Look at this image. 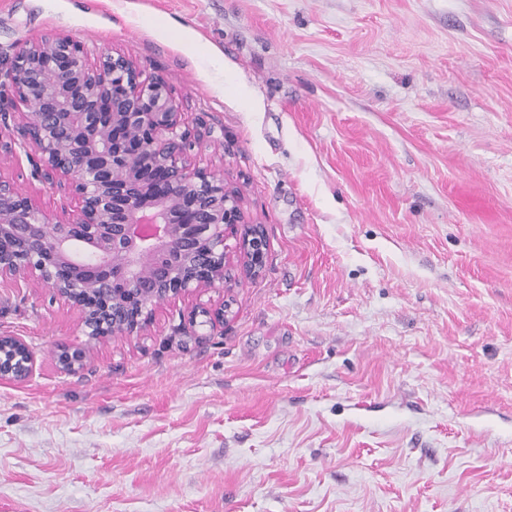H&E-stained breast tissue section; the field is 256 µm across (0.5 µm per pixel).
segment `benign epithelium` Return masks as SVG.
Returning a JSON list of instances; mask_svg holds the SVG:
<instances>
[{"instance_id":"obj_1","label":"benign epithelium","mask_w":512,"mask_h":512,"mask_svg":"<svg viewBox=\"0 0 512 512\" xmlns=\"http://www.w3.org/2000/svg\"><path fill=\"white\" fill-rule=\"evenodd\" d=\"M11 72L0 112L24 106L23 138L38 146L46 179L69 180L78 209L54 220L0 181L1 281L51 289L80 311L83 335L98 341L140 333L160 301L230 290L229 228L242 227L243 271L261 272V226L244 223L241 195L221 175L184 161L189 131L163 78L140 80L122 56L91 64L81 44L60 35L20 49ZM37 98L45 103L40 112L33 111ZM229 311L223 303L194 316L212 326ZM88 359L84 347L59 348L67 373ZM34 362L23 339L0 336V380L25 381Z\"/></svg>"}]
</instances>
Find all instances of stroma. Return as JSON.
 I'll return each mask as SVG.
<instances>
[{
  "label": "stroma",
  "mask_w": 512,
  "mask_h": 512,
  "mask_svg": "<svg viewBox=\"0 0 512 512\" xmlns=\"http://www.w3.org/2000/svg\"><path fill=\"white\" fill-rule=\"evenodd\" d=\"M49 33L166 80L264 267L93 344L0 282L35 354L0 380V512H512V0H0V85ZM22 122L0 180L71 217ZM58 363L63 371L76 373L84 368L89 359V351L84 347H60Z\"/></svg>",
  "instance_id": "obj_1"
}]
</instances>
